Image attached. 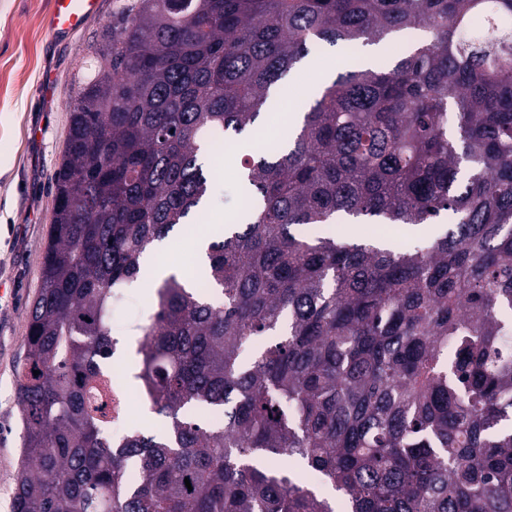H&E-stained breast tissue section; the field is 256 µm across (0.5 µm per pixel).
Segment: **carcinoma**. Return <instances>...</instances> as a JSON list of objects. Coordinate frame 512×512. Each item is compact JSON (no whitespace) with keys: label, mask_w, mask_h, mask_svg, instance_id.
<instances>
[{"label":"carcinoma","mask_w":512,"mask_h":512,"mask_svg":"<svg viewBox=\"0 0 512 512\" xmlns=\"http://www.w3.org/2000/svg\"><path fill=\"white\" fill-rule=\"evenodd\" d=\"M509 20L512 0L120 6L70 108L14 512H336L299 468L348 512H512ZM413 29L428 39L323 83L288 141L238 156L240 222L208 238L204 275L162 280L141 328L135 379L165 431L112 442L115 288L199 213L217 144L268 117L310 48ZM444 214L401 252L320 231Z\"/></svg>","instance_id":"carcinoma-1"}]
</instances>
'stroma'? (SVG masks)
I'll use <instances>...</instances> for the list:
<instances>
[{
  "label": "stroma",
  "mask_w": 512,
  "mask_h": 512,
  "mask_svg": "<svg viewBox=\"0 0 512 512\" xmlns=\"http://www.w3.org/2000/svg\"><path fill=\"white\" fill-rule=\"evenodd\" d=\"M121 0H100L96 15L69 39L55 41L42 26L51 0H0V512H13L14 477L22 460V421L17 371L25 357L29 309L39 286L54 187L69 133V104L85 46L109 21ZM211 196L201 219H189L169 234V255L190 268L186 246L197 223L223 229L240 216L244 198L238 167L216 157ZM345 237L362 242L386 240L396 249L429 244L444 232L441 224L411 226L365 220L343 225ZM112 304L116 353L134 366L137 340L151 301L141 280L125 283Z\"/></svg>",
  "instance_id": "1"
}]
</instances>
